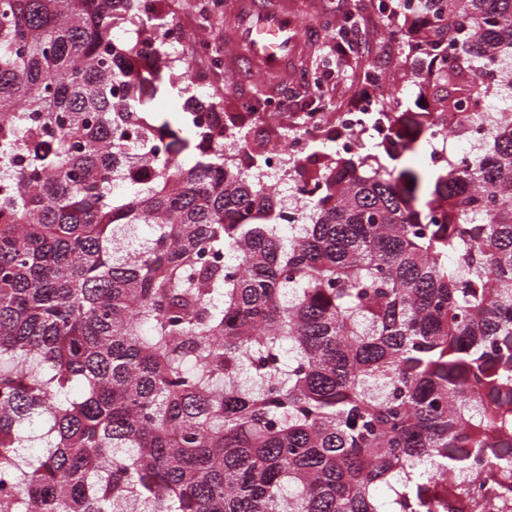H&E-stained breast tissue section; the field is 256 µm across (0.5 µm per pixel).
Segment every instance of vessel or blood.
I'll use <instances>...</instances> for the list:
<instances>
[{
    "mask_svg": "<svg viewBox=\"0 0 512 512\" xmlns=\"http://www.w3.org/2000/svg\"><path fill=\"white\" fill-rule=\"evenodd\" d=\"M229 65L252 75H284L302 35L288 0H236Z\"/></svg>",
    "mask_w": 512,
    "mask_h": 512,
    "instance_id": "1",
    "label": "vessel or blood"
}]
</instances>
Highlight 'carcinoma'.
Returning <instances> with one entry per match:
<instances>
[{
	"label": "carcinoma",
	"mask_w": 512,
	"mask_h": 512,
	"mask_svg": "<svg viewBox=\"0 0 512 512\" xmlns=\"http://www.w3.org/2000/svg\"><path fill=\"white\" fill-rule=\"evenodd\" d=\"M412 18L434 111L387 113L357 163L313 144L293 226L224 161L239 113L153 110L192 71L112 34L154 21L140 0H0V512L512 497V112L429 179L402 165L439 115L481 119L512 0Z\"/></svg>",
	"instance_id": "obj_1"
}]
</instances>
